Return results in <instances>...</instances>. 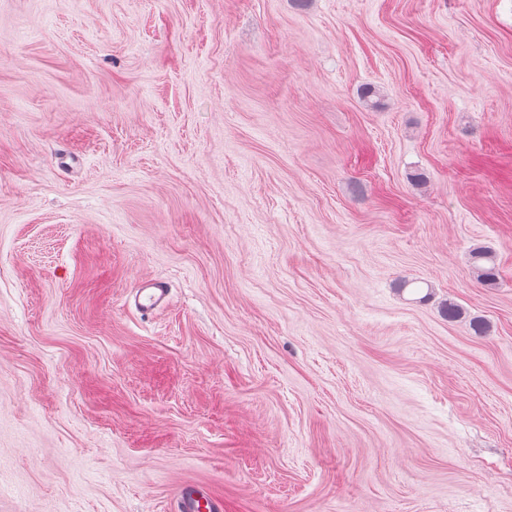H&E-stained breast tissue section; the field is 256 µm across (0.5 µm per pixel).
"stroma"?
I'll list each match as a JSON object with an SVG mask.
<instances>
[{
  "instance_id": "stroma-1",
  "label": "stroma",
  "mask_w": 512,
  "mask_h": 512,
  "mask_svg": "<svg viewBox=\"0 0 512 512\" xmlns=\"http://www.w3.org/2000/svg\"><path fill=\"white\" fill-rule=\"evenodd\" d=\"M201 488L512 512V0H0V512ZM170 291L169 285L161 280H144L131 290L126 303L130 306L133 302L143 316L154 315L168 305Z\"/></svg>"
}]
</instances>
